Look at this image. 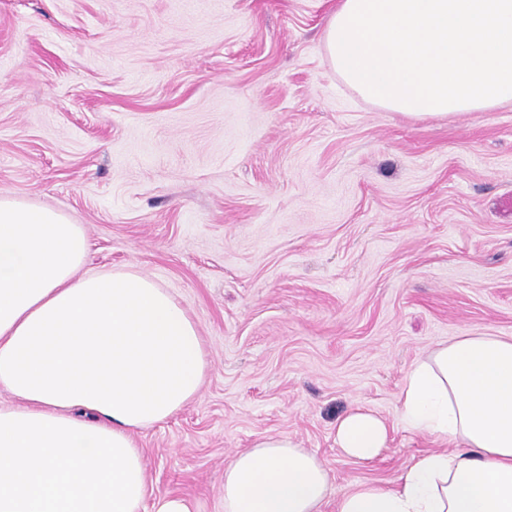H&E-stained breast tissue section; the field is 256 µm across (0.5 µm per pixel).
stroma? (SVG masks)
Returning a JSON list of instances; mask_svg holds the SVG:
<instances>
[{
	"label": "stroma",
	"instance_id": "35a3bbf8",
	"mask_svg": "<svg viewBox=\"0 0 512 512\" xmlns=\"http://www.w3.org/2000/svg\"><path fill=\"white\" fill-rule=\"evenodd\" d=\"M337 0H0V194L83 225L85 271L187 308L209 369L136 432L149 495L223 512L224 465L288 435L337 493L437 450L411 367L512 337V104L417 121L361 99L322 41ZM389 427L370 462L336 422ZM389 430L385 422L370 411L355 409L336 424V444L342 453L359 461H371L387 448Z\"/></svg>",
	"mask_w": 512,
	"mask_h": 512
}]
</instances>
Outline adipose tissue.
<instances>
[{
  "label": "adipose tissue",
  "instance_id": "1",
  "mask_svg": "<svg viewBox=\"0 0 512 512\" xmlns=\"http://www.w3.org/2000/svg\"><path fill=\"white\" fill-rule=\"evenodd\" d=\"M82 225L0 195V512H198L147 499L134 432L193 401L209 363L198 328L137 271L84 272ZM406 429L447 443L385 488L360 482L336 512H512V337L462 336L414 364L400 397ZM389 430L355 409L336 424L342 453L370 461ZM328 475L287 435L224 466V512H320Z\"/></svg>",
  "mask_w": 512,
  "mask_h": 512
}]
</instances>
